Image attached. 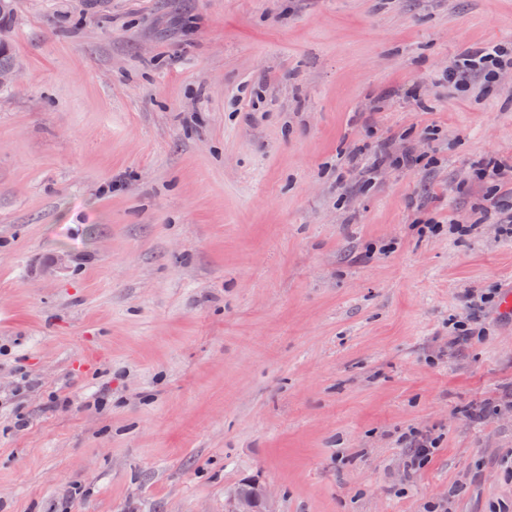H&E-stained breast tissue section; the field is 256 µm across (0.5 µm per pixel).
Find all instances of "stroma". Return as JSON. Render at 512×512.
Here are the masks:
<instances>
[{"mask_svg":"<svg viewBox=\"0 0 512 512\" xmlns=\"http://www.w3.org/2000/svg\"><path fill=\"white\" fill-rule=\"evenodd\" d=\"M11 29L0 512H224L249 479L278 512H512V237L472 178L512 162V70L442 78L512 45V0H15ZM508 68H512V47L497 44L469 47L464 51L460 63L448 68L444 79L448 84L466 86L467 78L475 71L483 74L484 80L492 82Z\"/></svg>","mask_w":512,"mask_h":512,"instance_id":"35a3bbf8","label":"stroma"}]
</instances>
